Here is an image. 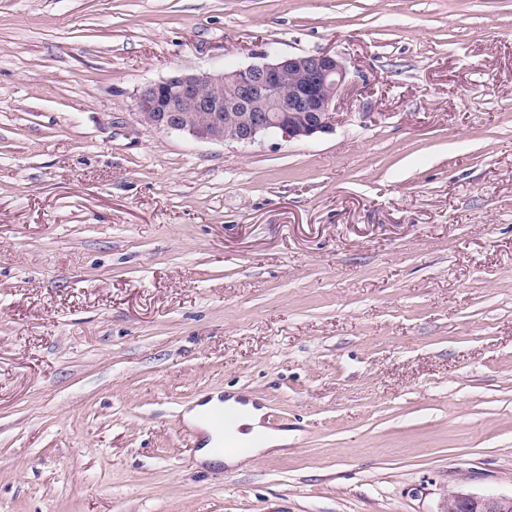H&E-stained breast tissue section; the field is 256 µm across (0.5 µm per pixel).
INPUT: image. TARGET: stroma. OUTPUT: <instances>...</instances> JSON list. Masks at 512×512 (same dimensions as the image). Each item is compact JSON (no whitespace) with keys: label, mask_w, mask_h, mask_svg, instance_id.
<instances>
[{"label":"stroma","mask_w":512,"mask_h":512,"mask_svg":"<svg viewBox=\"0 0 512 512\" xmlns=\"http://www.w3.org/2000/svg\"><path fill=\"white\" fill-rule=\"evenodd\" d=\"M330 51L336 129L135 118ZM218 393L288 433L197 462ZM512 496V0H0V512ZM241 401L230 399L227 402H221L217 396L212 398L201 406H197L192 411L185 414V419L197 426L205 433V444L198 450V459L205 461H223L227 465H236L243 460V456L237 453L228 452L221 455L214 450V444L218 441V435L209 427L206 418L217 411L224 410V405H239Z\"/></svg>","instance_id":"1"}]
</instances>
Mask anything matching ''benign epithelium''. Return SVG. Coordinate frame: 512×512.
<instances>
[{"label":"benign epithelium","mask_w":512,"mask_h":512,"mask_svg":"<svg viewBox=\"0 0 512 512\" xmlns=\"http://www.w3.org/2000/svg\"><path fill=\"white\" fill-rule=\"evenodd\" d=\"M348 75L329 51L280 55L231 72L179 73L144 85L136 115L159 130L204 141L303 140L335 130L336 99ZM445 512H512V498L450 491Z\"/></svg>","instance_id":"1"}]
</instances>
